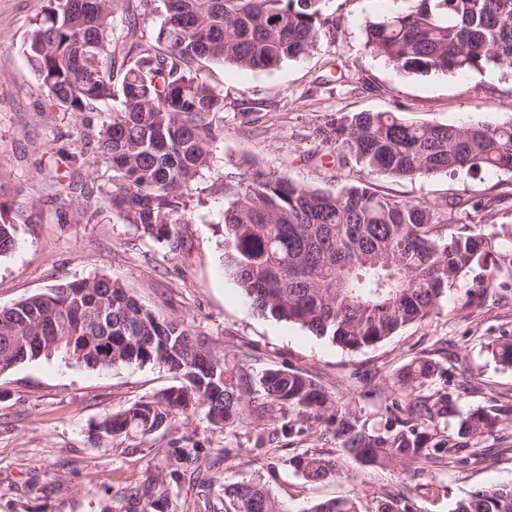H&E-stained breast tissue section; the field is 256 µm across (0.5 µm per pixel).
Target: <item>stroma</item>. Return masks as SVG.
Returning a JSON list of instances; mask_svg holds the SVG:
<instances>
[{
    "mask_svg": "<svg viewBox=\"0 0 512 512\" xmlns=\"http://www.w3.org/2000/svg\"><path fill=\"white\" fill-rule=\"evenodd\" d=\"M414 0H326L329 18L309 55L273 70L240 71L218 63L203 74L224 93L216 121L223 134L212 147V166L187 198L191 220L175 225L173 242L141 235L129 224H59L50 198L56 177L107 180L105 164L72 167L66 154L87 125H101L119 107L63 113L37 88L24 54L32 17L49 0H0V200L21 204L13 224L16 245L0 256V308L70 280L105 275L157 314L185 320L229 364L249 373L297 370L313 378L332 403L375 427L396 394L395 373L412 359L447 353L453 373L470 370L476 388L464 408L512 403V370L487 351L490 341L512 338V289L483 307L464 305L472 278L448 292L437 314L358 350L342 348L294 323L253 313L224 271V183L248 163L305 186L337 191L357 179L353 164L335 165L336 149L314 130L344 112H396L429 124L512 121V76L497 70L466 78L431 72L408 75L365 47L364 24L413 6ZM392 199L430 203L461 200L449 210L448 231L487 224L512 234V173L456 172L431 179L372 178ZM183 381L158 364L107 370L58 358H40L0 372V512H226L225 488L258 480L288 512H309L321 501L346 497L360 512H374L385 492L411 496L420 512H451L454 502L479 488L512 485V429L492 440L479 463L449 470L447 495L432 499L425 477L406 467L362 464L334 433L313 427L285 444L263 447L270 420L244 412L237 426L215 429L203 412L175 414L168 427L121 434L94 445L89 436L108 414L163 396ZM196 448L197 478L168 483L173 454ZM312 449L338 459V473L312 484L288 464ZM151 486L134 504L127 487Z\"/></svg>",
    "mask_w": 512,
    "mask_h": 512,
    "instance_id": "stroma-1",
    "label": "stroma"
}]
</instances>
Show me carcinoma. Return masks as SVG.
<instances>
[{
  "mask_svg": "<svg viewBox=\"0 0 512 512\" xmlns=\"http://www.w3.org/2000/svg\"><path fill=\"white\" fill-rule=\"evenodd\" d=\"M117 0H49L31 23L26 56L62 112H95L119 98L109 122L71 143L72 161L109 164L104 184L69 181L54 193L59 224H95L105 217L132 224L142 236L171 240L189 222L185 195L211 163L222 134L216 115L224 93L201 75V64L241 71L272 70L313 51L328 22L325 0H162L164 18L150 36L138 31L139 9L126 0V30L117 34ZM365 47L407 74L466 75L487 68L512 74V0H417L402 12L365 25ZM367 176L429 179L460 170L512 173V122L416 124L397 112L337 113L315 129ZM224 269L260 315L298 324L350 350L375 345L404 326L429 319L448 288L470 275L478 307L501 289L512 247L487 225L444 233L448 203L390 201L360 180L328 192L262 172L224 184ZM10 208L0 203V256L15 246ZM512 367V341L491 345ZM60 356L89 367L161 364L185 385L105 416L91 434L101 444L129 431L151 434L193 397L215 428H232L246 409L291 418L267 442L300 434L310 424L336 426L345 452L370 465H411L437 477L476 464L483 443L512 425V405L461 412L471 380L439 360L418 357L393 381L406 394L371 429L328 406L325 389L300 371L268 368L258 378L226 363L184 322L139 304L101 275L55 285L0 308V371ZM307 481L339 470L334 458L309 449L289 458ZM233 512H288L259 481L226 489ZM311 512H358L334 498ZM375 512H418L410 497L386 495ZM452 512H512V486L477 490Z\"/></svg>",
  "mask_w": 512,
  "mask_h": 512,
  "instance_id": "carcinoma-1",
  "label": "carcinoma"
}]
</instances>
